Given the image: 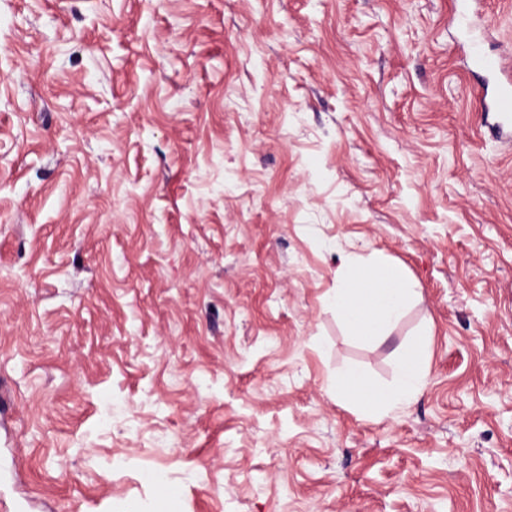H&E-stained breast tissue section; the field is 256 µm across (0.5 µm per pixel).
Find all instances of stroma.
Instances as JSON below:
<instances>
[{"label":"stroma","mask_w":512,"mask_h":512,"mask_svg":"<svg viewBox=\"0 0 512 512\" xmlns=\"http://www.w3.org/2000/svg\"><path fill=\"white\" fill-rule=\"evenodd\" d=\"M453 7L0 0L7 501L512 512V150ZM472 20L512 78V7ZM342 252L417 283L388 335L327 305ZM424 336L415 403L337 399Z\"/></svg>","instance_id":"35a3bbf8"}]
</instances>
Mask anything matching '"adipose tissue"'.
I'll use <instances>...</instances> for the list:
<instances>
[{
  "label": "adipose tissue",
  "instance_id": "obj_1",
  "mask_svg": "<svg viewBox=\"0 0 512 512\" xmlns=\"http://www.w3.org/2000/svg\"><path fill=\"white\" fill-rule=\"evenodd\" d=\"M337 278L338 286L327 302L356 336L386 335L418 297L414 283L404 275L347 256L341 259ZM424 351V345L418 344L400 358L394 387L368 392L363 374L349 368L337 375L336 391L351 395L368 413L410 405L424 386Z\"/></svg>",
  "mask_w": 512,
  "mask_h": 512
}]
</instances>
